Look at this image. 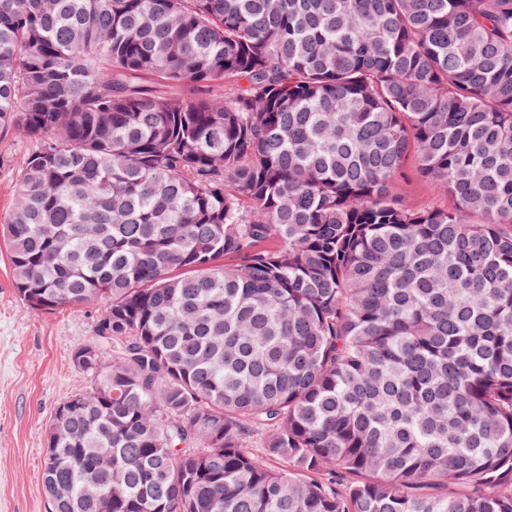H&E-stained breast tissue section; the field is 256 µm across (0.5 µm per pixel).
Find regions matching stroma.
Listing matches in <instances>:
<instances>
[{"instance_id":"stroma-1","label":"stroma","mask_w":512,"mask_h":512,"mask_svg":"<svg viewBox=\"0 0 512 512\" xmlns=\"http://www.w3.org/2000/svg\"><path fill=\"white\" fill-rule=\"evenodd\" d=\"M33 148L16 130L0 134V222L15 197ZM398 185L414 207H445L451 197L421 178L407 162ZM102 308L32 311L15 293L4 239L0 238V512H50L42 483L46 435L56 409L93 380L72 363L74 345L90 340Z\"/></svg>"}]
</instances>
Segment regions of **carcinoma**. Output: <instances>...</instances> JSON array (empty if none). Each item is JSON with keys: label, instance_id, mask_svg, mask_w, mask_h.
<instances>
[{"label": "carcinoma", "instance_id": "1", "mask_svg": "<svg viewBox=\"0 0 512 512\" xmlns=\"http://www.w3.org/2000/svg\"><path fill=\"white\" fill-rule=\"evenodd\" d=\"M11 128L52 512H512V0H0ZM406 176L399 182V192L407 203L413 207H446L452 203L451 197L434 182L421 178L416 171V164L409 159Z\"/></svg>", "mask_w": 512, "mask_h": 512}]
</instances>
